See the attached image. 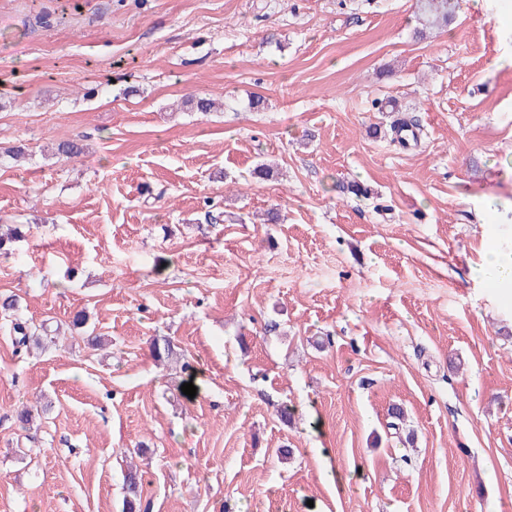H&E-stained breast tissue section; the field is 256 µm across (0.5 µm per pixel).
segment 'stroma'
Instances as JSON below:
<instances>
[{
    "label": "stroma",
    "instance_id": "stroma-1",
    "mask_svg": "<svg viewBox=\"0 0 512 512\" xmlns=\"http://www.w3.org/2000/svg\"><path fill=\"white\" fill-rule=\"evenodd\" d=\"M416 26L0 0V225L28 229L0 295L58 331L0 328V512H122L133 468L149 512H512V299L472 276L512 236V35L473 0Z\"/></svg>",
    "mask_w": 512,
    "mask_h": 512
}]
</instances>
